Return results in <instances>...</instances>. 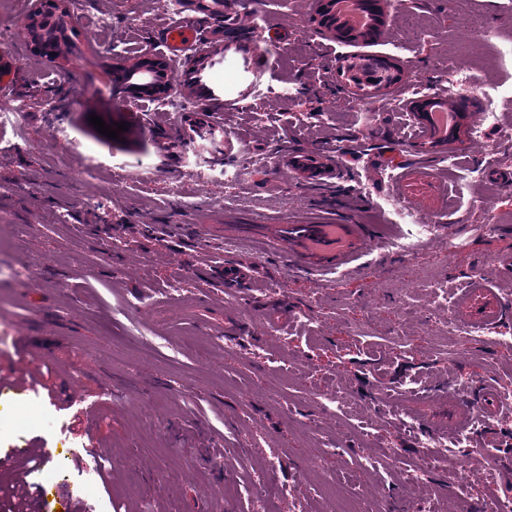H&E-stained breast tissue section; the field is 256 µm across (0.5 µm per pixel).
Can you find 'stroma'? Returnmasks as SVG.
Listing matches in <instances>:
<instances>
[{
  "label": "stroma",
  "mask_w": 512,
  "mask_h": 512,
  "mask_svg": "<svg viewBox=\"0 0 512 512\" xmlns=\"http://www.w3.org/2000/svg\"><path fill=\"white\" fill-rule=\"evenodd\" d=\"M258 7L245 35L240 17L211 4L224 21L209 37L225 53L202 72L216 90L205 113L140 114L123 94L100 89L113 55L163 49L177 17L163 0H90L73 14L81 34L60 74L20 38L22 13L0 14V63L12 66L0 97L29 106L23 129L0 123V374L23 368L33 383L0 408V449L57 447L46 465L14 468L62 512H251L260 489L271 493L270 512H331L332 497L306 481L315 456L338 489L391 500L396 512L419 499L437 512H478L488 491L512 480V458L500 457L481 484L442 466L421 469L417 436L447 430V397L405 400L411 430L381 401L402 379L443 392L455 378L512 388V344L436 339L433 300L410 314L406 347L387 335L401 287L423 269L450 292L478 272L512 297V281L492 264L512 253V0H458L453 9L448 0H405L413 23L388 9L377 37L354 46L320 35L315 0ZM465 15L495 26V36L461 41ZM103 17L109 27L99 26ZM90 41L99 55L88 52ZM354 55L388 56L403 71L397 89L366 110L345 91L342 68ZM444 61L477 82L493 74L494 90L460 98ZM428 87L443 104L458 103L457 139L427 144L404 126L403 102ZM48 100L59 102L58 112H43ZM487 107L498 124L474 156L470 115ZM92 114L128 128L107 138L89 124ZM142 122L150 133L140 132ZM451 152L459 158L453 167L445 162ZM318 153L350 169L325 191L288 170L290 156ZM90 156L116 179L78 180ZM230 156L255 161L233 185L224 181ZM390 169L396 180L386 179ZM174 185L183 189L177 201ZM391 196L441 227L413 257L361 252L334 281L322 257L290 254L292 224L364 218L382 243L416 234V225L392 224L380 208ZM481 196L496 215L493 227L473 205ZM19 224L30 227L22 244ZM254 260L261 282L233 303L223 280L197 278ZM279 307L291 311L290 323L277 321ZM245 312L262 334L225 350L226 330ZM336 378L352 391L345 414L324 394ZM273 387L282 401L268 399ZM363 417L378 425L371 447L350 432ZM308 420L319 438L303 429ZM89 445L103 452L109 485L91 481ZM384 448L394 460L381 456ZM274 454L281 468L265 470ZM415 467L417 480L405 485L400 471Z\"/></svg>",
  "instance_id": "35a3bbf8"
}]
</instances>
